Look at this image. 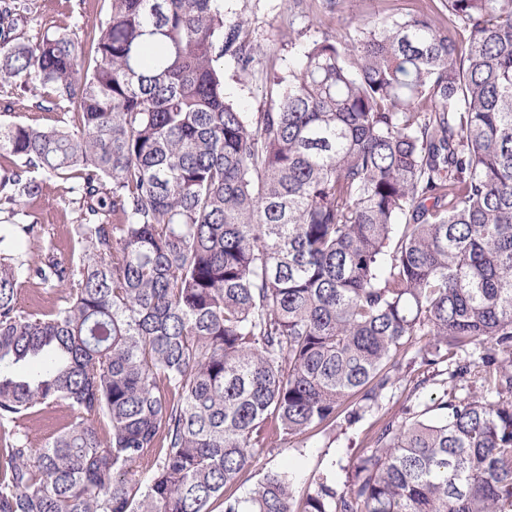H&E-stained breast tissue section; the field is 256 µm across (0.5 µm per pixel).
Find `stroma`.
<instances>
[{
  "mask_svg": "<svg viewBox=\"0 0 512 512\" xmlns=\"http://www.w3.org/2000/svg\"><path fill=\"white\" fill-rule=\"evenodd\" d=\"M22 2L24 11L16 34L23 42L36 40L46 31H68L84 37L86 31L105 19L109 9V0ZM388 7V0H345L343 13L332 19L329 26L322 27L309 24L306 0H224L228 18L249 20L255 47L249 76H241L233 64H225L227 96L245 111L264 110L268 105L264 94L266 82L272 75H287L290 63L305 44L323 37L330 29L345 32ZM35 115L43 126L54 123V113H37L33 99L19 95L11 82L0 78V120L24 122ZM76 197L74 181L47 179L41 195L19 200L14 221L22 224L28 216H35L42 239L54 245L58 256L79 259L82 248L72 236V226L79 217ZM398 360L400 369L394 385L359 422L350 425L340 420L336 425L319 426L288 440L269 439L254 465L234 485L235 494L246 496L264 473L287 464L294 467L292 489L298 498L311 489L314 475L324 473L336 481H344L347 470L370 453L372 439L385 422L401 419L408 412L431 416L435 402L452 386L463 396L480 398L485 394L477 376L450 379L454 357L439 358L433 365L410 363L403 354ZM67 421L66 409L57 407L6 425L5 430L28 435L33 444L39 445L58 433Z\"/></svg>",
  "mask_w": 512,
  "mask_h": 512,
  "instance_id": "35a3bbf8",
  "label": "stroma"
}]
</instances>
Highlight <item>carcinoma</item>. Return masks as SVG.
<instances>
[{
    "mask_svg": "<svg viewBox=\"0 0 512 512\" xmlns=\"http://www.w3.org/2000/svg\"><path fill=\"white\" fill-rule=\"evenodd\" d=\"M433 2L307 44L244 112L224 0H111L33 44L0 0V78L60 113L0 123V206L77 180L83 250L0 224V426L70 412L0 446V512H512V0ZM34 281L56 308L18 307ZM418 336L487 395L385 424L299 502L285 471L229 492L266 439L359 421ZM68 422L67 411L64 407H56L52 410L39 412L21 420L19 423L5 426L6 437L10 433L28 435L34 446L39 447L48 438L58 433Z\"/></svg>",
    "mask_w": 512,
    "mask_h": 512,
    "instance_id": "obj_1",
    "label": "carcinoma"
}]
</instances>
